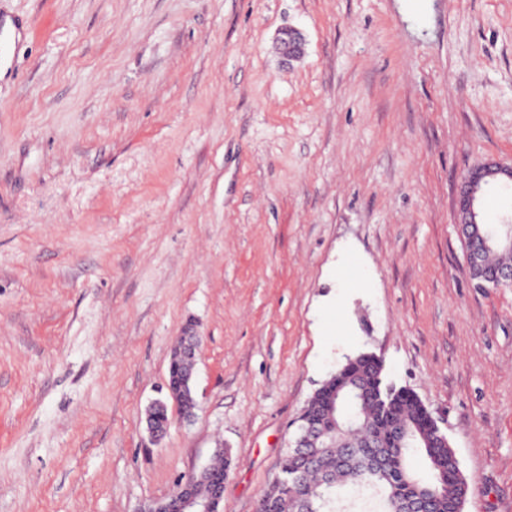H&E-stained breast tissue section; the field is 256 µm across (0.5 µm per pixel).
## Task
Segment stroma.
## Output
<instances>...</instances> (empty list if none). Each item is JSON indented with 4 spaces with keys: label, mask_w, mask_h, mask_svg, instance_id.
<instances>
[{
    "label": "stroma",
    "mask_w": 512,
    "mask_h": 512,
    "mask_svg": "<svg viewBox=\"0 0 512 512\" xmlns=\"http://www.w3.org/2000/svg\"><path fill=\"white\" fill-rule=\"evenodd\" d=\"M4 24L0 512H140L219 445L224 512H257L361 351L447 433L465 512H512V288H474L454 222L466 171L512 162V0H0ZM190 325L198 409L155 443ZM305 39L302 33L294 28L282 29L278 37V49L285 62L290 64L299 60L304 54Z\"/></svg>",
    "instance_id": "stroma-1"
}]
</instances>
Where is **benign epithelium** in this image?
I'll return each instance as SVG.
<instances>
[{
  "instance_id": "benign-epithelium-1",
  "label": "benign epithelium",
  "mask_w": 512,
  "mask_h": 512,
  "mask_svg": "<svg viewBox=\"0 0 512 512\" xmlns=\"http://www.w3.org/2000/svg\"><path fill=\"white\" fill-rule=\"evenodd\" d=\"M305 39L302 33L294 28L281 30L278 37V49L283 60L291 63L299 60L304 54ZM512 186V163L485 161L474 165L464 175L457 196L454 212V223L458 224L464 241L472 242L467 251L466 260L473 286L484 289L492 282L509 283L512 285V264L502 265L492 271L485 268V252L497 249L512 255V224L508 232L500 234L489 228L485 222L482 198L483 194L495 187ZM182 344L177 357L195 363L200 337L194 328L189 327L181 337ZM168 397L173 399L179 408L181 419L189 421L195 416L197 403L193 390V370H188L174 386L166 385ZM364 399L358 388H338L331 402V412H340L342 423L348 427L357 422L356 408ZM168 411V405L162 400L150 404L146 417V431L154 441L162 440L167 431L157 428L154 415ZM224 498L214 499L211 495L182 489L159 502L144 512H223Z\"/></svg>"
}]
</instances>
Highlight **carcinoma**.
Listing matches in <instances>:
<instances>
[{
    "instance_id": "1",
    "label": "carcinoma",
    "mask_w": 512,
    "mask_h": 512,
    "mask_svg": "<svg viewBox=\"0 0 512 512\" xmlns=\"http://www.w3.org/2000/svg\"><path fill=\"white\" fill-rule=\"evenodd\" d=\"M340 383L374 395L357 408L354 431L330 424L328 405ZM298 420L315 425L324 436L300 454L288 449L259 512H336V502L352 493L379 499V512H409L412 504L426 512H451L459 476L448 468V458L455 453L441 441L421 400L386 381L383 362L360 353L347 357L311 396ZM415 451L426 461V478L410 469ZM211 475V488L222 486L228 475L226 457L215 458Z\"/></svg>"
}]
</instances>
